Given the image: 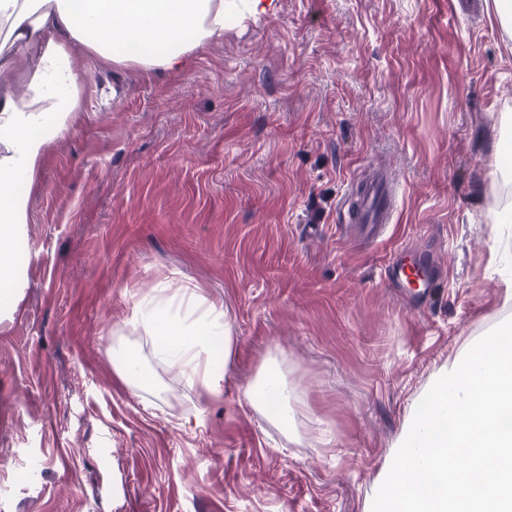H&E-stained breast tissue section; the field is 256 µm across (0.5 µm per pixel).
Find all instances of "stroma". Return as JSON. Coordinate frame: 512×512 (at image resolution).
<instances>
[{
  "label": "stroma",
  "instance_id": "1",
  "mask_svg": "<svg viewBox=\"0 0 512 512\" xmlns=\"http://www.w3.org/2000/svg\"><path fill=\"white\" fill-rule=\"evenodd\" d=\"M82 95L0 301V512H368L435 374L512 318L494 0H273L179 74L89 61ZM377 171L395 211L371 241L342 202ZM399 247L427 251L430 293L391 287ZM184 282L233 336L202 359L217 399L141 318ZM132 354L151 384L116 378ZM270 359L286 428L243 397Z\"/></svg>",
  "mask_w": 512,
  "mask_h": 512
}]
</instances>
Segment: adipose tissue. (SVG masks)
<instances>
[{"label": "adipose tissue", "mask_w": 512, "mask_h": 512, "mask_svg": "<svg viewBox=\"0 0 512 512\" xmlns=\"http://www.w3.org/2000/svg\"><path fill=\"white\" fill-rule=\"evenodd\" d=\"M264 0H0V68L18 54L16 87L0 88V299L18 290L15 244L28 221L29 199L20 183L32 182L47 146L82 111L80 72L86 56L144 71L184 70L191 56L222 38L230 14L260 12ZM145 324L157 353L181 370L189 387L224 393L221 376L201 370L214 345L231 351L230 331L200 317L187 321L161 309ZM262 401L270 418L288 420V382L266 362L244 391Z\"/></svg>", "instance_id": "obj_1"}]
</instances>
